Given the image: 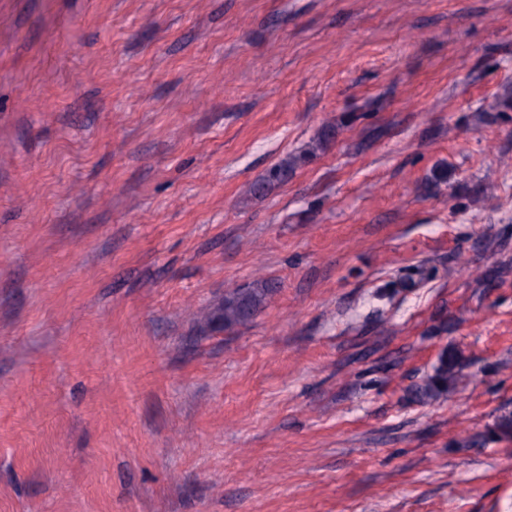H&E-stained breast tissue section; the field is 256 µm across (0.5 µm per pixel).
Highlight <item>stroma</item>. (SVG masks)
I'll list each match as a JSON object with an SVG mask.
<instances>
[{
  "instance_id": "obj_1",
  "label": "stroma",
  "mask_w": 512,
  "mask_h": 512,
  "mask_svg": "<svg viewBox=\"0 0 512 512\" xmlns=\"http://www.w3.org/2000/svg\"><path fill=\"white\" fill-rule=\"evenodd\" d=\"M504 416L512 0H0V512H512ZM273 290L267 281L257 280L248 288H239L224 296V321L212 312L207 323L217 330H227L248 322L267 302ZM459 365L458 354L448 355V351L443 352L434 367L433 374L418 388L417 394L422 398L431 399L446 397L448 390L454 389L459 383Z\"/></svg>"
}]
</instances>
